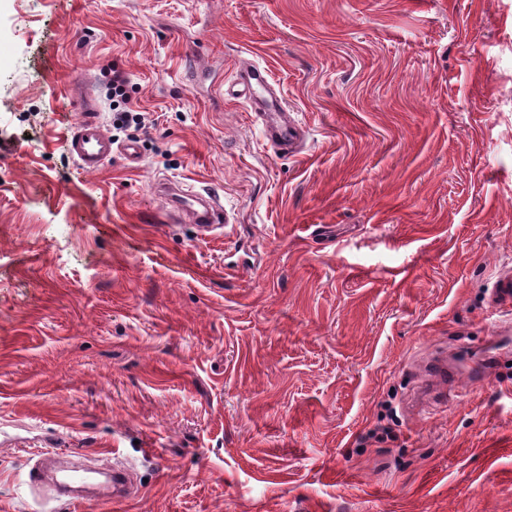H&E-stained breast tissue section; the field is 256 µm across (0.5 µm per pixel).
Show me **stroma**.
<instances>
[{"mask_svg": "<svg viewBox=\"0 0 512 512\" xmlns=\"http://www.w3.org/2000/svg\"><path fill=\"white\" fill-rule=\"evenodd\" d=\"M243 59L299 152L227 95ZM168 181L225 227L164 222ZM507 269L512 0H0V512H512ZM494 324L485 388L460 360ZM438 354L454 388L410 410ZM49 455L129 500L32 486ZM255 112L262 119L265 139L274 147L293 150L301 140V128L275 97L253 98ZM81 110L86 113L73 132L70 151L83 169L96 171L106 159L111 158L115 142L90 113L96 112L91 105H85ZM490 302L494 307L508 306V310L512 307V275L508 274L499 276L491 291Z\"/></svg>", "mask_w": 512, "mask_h": 512, "instance_id": "stroma-1", "label": "stroma"}]
</instances>
